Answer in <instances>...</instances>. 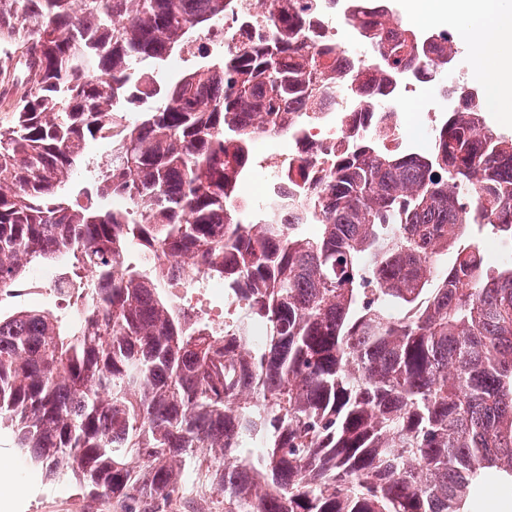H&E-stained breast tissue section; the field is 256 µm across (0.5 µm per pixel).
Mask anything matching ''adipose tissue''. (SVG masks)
Listing matches in <instances>:
<instances>
[{
	"instance_id": "ef3b65f1",
	"label": "adipose tissue",
	"mask_w": 512,
	"mask_h": 512,
	"mask_svg": "<svg viewBox=\"0 0 512 512\" xmlns=\"http://www.w3.org/2000/svg\"><path fill=\"white\" fill-rule=\"evenodd\" d=\"M418 22L452 16L495 101L512 100V0H406Z\"/></svg>"
}]
</instances>
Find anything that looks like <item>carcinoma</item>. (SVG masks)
Returning <instances> with one entry per match:
<instances>
[{"instance_id":"cac0c4a2","label":"carcinoma","mask_w":512,"mask_h":512,"mask_svg":"<svg viewBox=\"0 0 512 512\" xmlns=\"http://www.w3.org/2000/svg\"><path fill=\"white\" fill-rule=\"evenodd\" d=\"M255 2L264 34L173 77L217 21L249 23L240 0H0V296L54 266L70 309L0 316V431L124 512H475L512 485V260L467 229L512 238V134L459 86L425 153L362 133L316 170L301 144L281 176L312 226L247 208L258 137L296 139L339 86L380 113L434 71L391 0H351L356 75L306 0ZM178 275L224 282L223 327ZM472 236L477 242L481 241L479 250L485 264L494 265L505 257H512V241L509 242L502 237L491 238L495 237V234L490 228L472 231ZM199 289L198 292V298L195 303L189 304L187 300H185L186 297V288L177 287L175 289V293L177 295V298L179 300L184 299V305L186 308V311L190 313L193 316H201L206 317L209 320L213 319L210 312L208 311L209 307L206 303L202 300L204 297H220L224 299V284L221 282H208L207 288H197ZM201 297V298H200Z\"/></svg>"}]
</instances>
